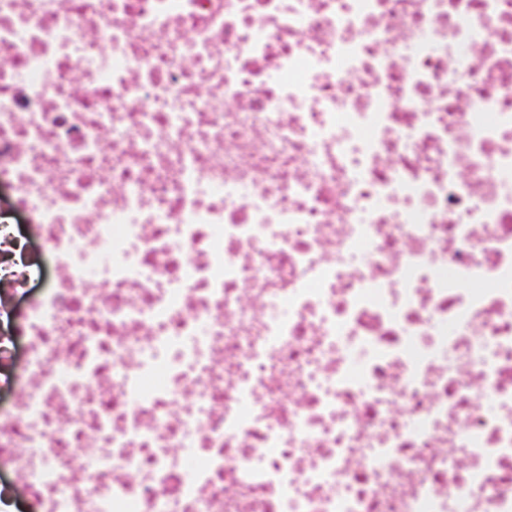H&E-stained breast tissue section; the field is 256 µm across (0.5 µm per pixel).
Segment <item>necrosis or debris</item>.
I'll return each mask as SVG.
<instances>
[{"label":"necrosis or debris","instance_id":"obj_1","mask_svg":"<svg viewBox=\"0 0 512 512\" xmlns=\"http://www.w3.org/2000/svg\"><path fill=\"white\" fill-rule=\"evenodd\" d=\"M0 497L512 512V0H0Z\"/></svg>","mask_w":512,"mask_h":512}]
</instances>
